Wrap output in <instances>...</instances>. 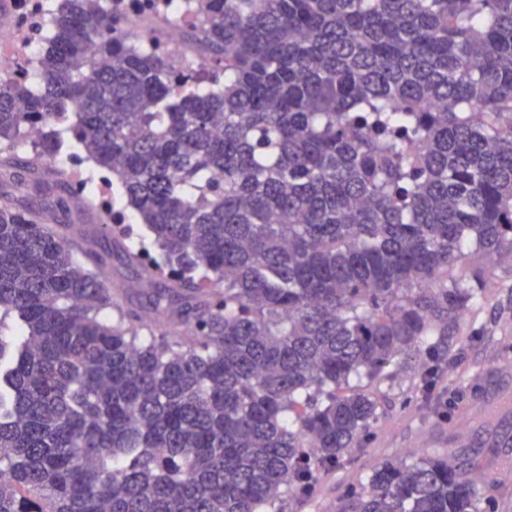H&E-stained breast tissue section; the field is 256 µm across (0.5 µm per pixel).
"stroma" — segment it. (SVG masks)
I'll list each match as a JSON object with an SVG mask.
<instances>
[{
    "label": "stroma",
    "mask_w": 512,
    "mask_h": 512,
    "mask_svg": "<svg viewBox=\"0 0 512 512\" xmlns=\"http://www.w3.org/2000/svg\"><path fill=\"white\" fill-rule=\"evenodd\" d=\"M15 156L33 180L25 186L2 181L0 194L36 223L83 226V233L70 236L75 259L90 269L101 256L111 287L135 285L139 267L115 251L97 211L74 204L64 213L54 210L56 187L68 179L64 156L36 172L23 150ZM479 268L488 272L484 299L457 320L448 354L435 361L413 352L389 366L380 386L387 405L376 429L339 466L321 471L313 492L283 496L280 512H340L377 463L427 456L463 465L479 499H491L493 512H512V256L491 265L472 249L453 274L467 281Z\"/></svg>",
    "instance_id": "obj_1"
}]
</instances>
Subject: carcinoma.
Returning a JSON list of instances; mask_svg holds the SVG:
<instances>
[{
    "mask_svg": "<svg viewBox=\"0 0 512 512\" xmlns=\"http://www.w3.org/2000/svg\"><path fill=\"white\" fill-rule=\"evenodd\" d=\"M199 6L200 74L57 0L38 81L0 75V179L63 119L45 155L73 131L155 246L102 204L144 272L128 307L0 198V512H276L374 429L351 382L480 299L449 277L468 240L512 254V0ZM341 512L491 505L440 456L379 464Z\"/></svg>",
    "mask_w": 512,
    "mask_h": 512,
    "instance_id": "1",
    "label": "carcinoma"
}]
</instances>
